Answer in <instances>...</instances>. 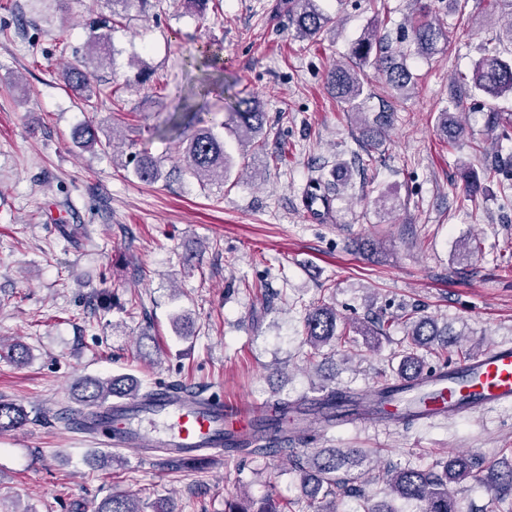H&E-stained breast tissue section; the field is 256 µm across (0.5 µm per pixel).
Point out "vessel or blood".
<instances>
[{
  "instance_id": "obj_1",
  "label": "vessel or blood",
  "mask_w": 512,
  "mask_h": 512,
  "mask_svg": "<svg viewBox=\"0 0 512 512\" xmlns=\"http://www.w3.org/2000/svg\"><path fill=\"white\" fill-rule=\"evenodd\" d=\"M398 397L385 405V417L397 421L408 400L426 395L422 420L463 417L512 404V342L486 346L478 354L449 365L444 373L397 379ZM259 418L219 398H200L184 389L162 386L147 398L106 402L76 414L72 427L96 432L110 446L142 451L159 449L163 456L192 460L201 453L223 452L243 442L274 448L281 439L259 431Z\"/></svg>"
}]
</instances>
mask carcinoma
Here are the masks:
<instances>
[{"mask_svg":"<svg viewBox=\"0 0 512 512\" xmlns=\"http://www.w3.org/2000/svg\"><path fill=\"white\" fill-rule=\"evenodd\" d=\"M489 2L504 7L500 15L508 18L497 41L512 44V0ZM292 24L297 38L313 40L331 24V18L318 8L316 0H302L301 7L293 11ZM406 29V47L399 50L393 49L386 36L378 30H366L353 43L347 61L333 67L328 75V84L335 92L336 99L357 113L360 112L359 99L365 95L372 81L382 85L390 100L388 109L371 119L364 118L369 129L376 134L390 123L396 107L407 100L415 89V77L407 58L428 59L442 54L448 50L454 37L447 27L433 20L432 11L425 4L408 18ZM110 31L108 19L93 22L89 43L96 57L84 62V67H73L65 74L68 86L77 94L81 104L94 111L98 109L101 94L94 84L97 65L107 60L113 61ZM462 84H471L492 98L512 97V59H504L497 45L488 43L475 63L471 79H462ZM228 116V129L243 147L255 142L266 123L262 102L255 96L237 98ZM441 116L445 137L457 142L465 136L466 128L462 123L449 117L446 111ZM77 135L79 144L89 151L114 148L112 143L102 142L97 128L90 122L84 124ZM182 144L186 171L209 184L224 183L231 167V158L224 151L222 136L210 128H198L186 135ZM129 162L133 163L134 176L142 182L155 183L162 177L160 161L145 152L131 156ZM335 193H340L339 184L322 176L311 179L305 191L310 201L321 199L327 202ZM305 328L306 343L312 350L308 357L311 358L313 352L336 339L335 310L325 304L312 308L306 316ZM435 335L437 328L432 320L409 315L397 376L412 378L423 373L425 361L418 354V349L431 343ZM152 392L153 389L132 375L105 379L86 377L76 383L73 400L79 406H90L112 397L123 399L141 394L147 397ZM361 399L362 395L355 391L336 387L326 394L324 406L330 409L342 403L357 405ZM304 401L303 396H273L265 403L266 412L276 421L288 443L293 442L300 432L305 415ZM26 421L27 413L22 406L0 401V433L13 431ZM277 452L286 458L291 469L300 473L303 490L311 502L321 498L329 509L340 496L366 498V473L374 467V451L364 448H317L311 453L298 454L293 448H279ZM479 467L480 461L475 456L462 454L447 460L437 471L420 467L389 470L386 483L394 498L419 501L422 504L421 512H471L455 497L450 486L462 483ZM95 512H143V508L134 496H109L99 503ZM230 512H289V507L267 498L236 504Z\"/></svg>","mask_w":512,"mask_h":512,"instance_id":"1","label":"carcinoma"}]
</instances>
